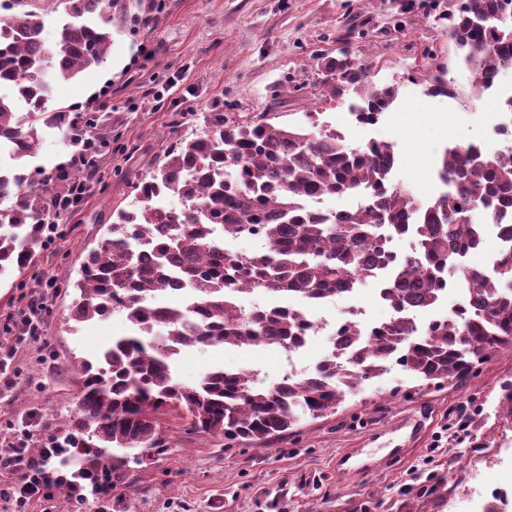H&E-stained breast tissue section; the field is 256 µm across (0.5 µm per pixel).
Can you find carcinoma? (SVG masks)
Listing matches in <instances>:
<instances>
[{"mask_svg": "<svg viewBox=\"0 0 512 512\" xmlns=\"http://www.w3.org/2000/svg\"><path fill=\"white\" fill-rule=\"evenodd\" d=\"M15 2L0 32V143L9 141V154L20 157L38 149L47 130L77 146L78 124L108 129L110 115L100 109L81 116L49 106L53 87L105 63L126 28L153 24L157 0H60L65 19L51 39L32 0ZM446 19L476 91L512 69V0H461ZM317 67L332 94L357 93L363 123L378 121L396 99L395 87L369 83L363 61L347 51L317 58ZM202 118L199 135L167 147L163 164L136 183L134 204L117 212L73 285L72 321L118 312L132 333L106 344L102 360L78 363L77 411L49 438L54 453L37 458L49 485L66 491L67 512H82L90 497L111 502L144 453L166 447L171 417L233 443L265 445L303 415L336 414L346 391L388 364L438 387L512 349V250L502 248L488 271L465 262L487 225L512 238V153L490 155L474 143L446 148L439 174L448 191L422 201L392 182L396 157L387 143L355 148L328 126L274 124L267 112L247 123H229L222 112ZM72 179L68 170L43 168L13 182L0 178V195L14 197L0 213V276L32 262L44 225L64 216L59 197ZM356 193L359 206L336 215L302 205L311 196ZM219 224L230 237H262L265 249L223 251ZM405 231L416 249L398 257L389 243ZM143 239L144 256L134 249ZM451 272L467 305L426 326L401 315L377 325L342 365L327 360L270 386L247 369L219 367L193 384L175 377L172 359L182 348H290L309 327L301 312L238 307L237 294L314 301L373 277L400 312L435 306ZM173 275L191 289L186 305L162 302Z\"/></svg>", "mask_w": 512, "mask_h": 512, "instance_id": "carcinoma-1", "label": "carcinoma"}]
</instances>
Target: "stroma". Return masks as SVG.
Returning a JSON list of instances; mask_svg holds the SVG:
<instances>
[{"instance_id":"35a3bbf8","label":"stroma","mask_w":512,"mask_h":512,"mask_svg":"<svg viewBox=\"0 0 512 512\" xmlns=\"http://www.w3.org/2000/svg\"><path fill=\"white\" fill-rule=\"evenodd\" d=\"M456 0H162L150 27L121 37L101 66L59 85L57 104L99 102L112 114V144L62 232L39 248L23 274L0 280V320L20 314L31 292L45 296L38 335L16 343L0 329V346L18 345L12 391H0V442L28 426V451L43 448L76 410L77 358H93L112 337L130 333L121 314L80 325L64 280L80 276L113 212L130 208L133 186L158 164L167 143L202 130L199 112L239 123L272 112L276 121L315 120L348 144L392 145L394 181L416 195L438 194L441 154L456 142H481L500 120L493 92L476 93L474 75L441 23ZM150 58H143V51ZM348 50L368 80L393 86L397 98L377 125L350 114L357 96L335 97L315 59ZM451 97L427 92L437 74ZM293 356L280 348H193L174 370L186 383L210 369L257 368L267 383L283 370L307 374L327 345ZM512 383V349L454 386L421 389L400 366L349 391L335 415L303 419L267 446L237 444L175 424L166 449L133 469L114 512H478L468 492L486 483L512 492V418L499 407ZM422 419L419 435L404 420ZM360 448L381 459L376 470L343 472L336 461Z\"/></svg>"}]
</instances>
